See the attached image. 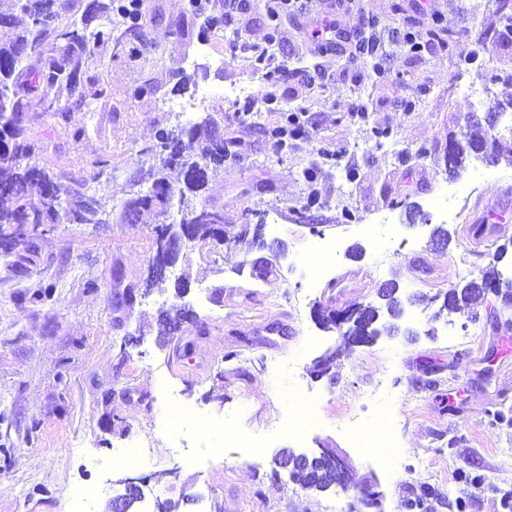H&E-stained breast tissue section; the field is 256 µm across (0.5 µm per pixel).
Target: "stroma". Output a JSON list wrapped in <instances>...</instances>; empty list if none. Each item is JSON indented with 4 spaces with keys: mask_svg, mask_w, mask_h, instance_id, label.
Here are the masks:
<instances>
[{
    "mask_svg": "<svg viewBox=\"0 0 512 512\" xmlns=\"http://www.w3.org/2000/svg\"><path fill=\"white\" fill-rule=\"evenodd\" d=\"M187 2L147 0L160 21L146 23L144 33L159 51L130 64L126 37L115 28L100 50V74L112 86L108 104L66 121L39 118L29 136L47 142L37 162L56 173L80 178L87 160L108 159L91 187L113 207L151 184L157 130L184 121L171 104L196 121L222 113L233 155L210 177L206 195L224 207V241L183 252L155 279L161 219L145 210L132 224L55 225L37 236L38 266L30 271L8 269L0 254V512H71L69 491L77 485L96 488L92 512H107L130 475L120 459L134 440L156 461L144 471L138 512L169 500L180 512H338L341 503L357 512L355 485L367 479L379 485L380 512H410L424 485L432 494L422 512H505L512 424L492 414L512 407V354L501 352L502 338L512 337V311L491 296L476 309L442 315L437 299L491 265L512 280V234L499 239L507 254L493 264L472 251L467 224L449 225L451 240L441 245L421 218L446 183L464 185L456 204L467 215L480 206L512 211L511 162L489 165L473 155L454 177L446 152L449 139L469 134L473 116L512 99V46H490L487 69L462 60L480 32L498 28L497 13L488 0H471L467 14L447 25L450 57L393 55L388 80L369 64H348L347 45L322 52L295 26H283L292 65L319 66L329 78L311 88L274 87L279 104L306 108L311 119L280 150L265 131L282 113L269 109L236 123L224 97L198 100L203 85L249 84L259 98L266 89L245 54L225 57L220 70L188 65L200 41ZM365 13L390 26L426 24L413 0H359L340 15L341 27H357ZM182 74L189 88L177 94ZM143 83L153 95L134 98ZM404 99L416 101V110L402 111ZM359 102L367 107L363 122L350 115ZM69 126L86 127V136L71 140ZM376 127L391 130L393 146L375 147ZM311 167L317 178L308 183L302 173ZM311 193L319 203L304 219ZM379 214L393 229L381 244L349 221ZM323 240L340 252L313 289L308 258ZM389 281L400 289L398 334L352 345L316 322V308L376 302ZM133 283L152 289L129 302L124 291ZM179 283L187 286L181 296ZM41 287L51 299L30 303ZM177 299L195 317L159 343L158 313ZM473 329L478 339L465 342ZM330 348L338 355L328 375H318L313 361ZM301 393L317 421L297 436L286 421ZM170 395L212 419L210 434L173 413ZM386 420L396 443L390 455L354 448L351 423L375 428ZM245 440L262 442L261 455L250 457ZM322 444L346 454L351 486L306 490L274 463L282 451L312 453Z\"/></svg>",
    "mask_w": 512,
    "mask_h": 512,
    "instance_id": "stroma-1",
    "label": "stroma"
}]
</instances>
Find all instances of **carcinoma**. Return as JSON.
I'll return each mask as SVG.
<instances>
[{
	"label": "carcinoma",
	"mask_w": 512,
	"mask_h": 512,
	"mask_svg": "<svg viewBox=\"0 0 512 512\" xmlns=\"http://www.w3.org/2000/svg\"><path fill=\"white\" fill-rule=\"evenodd\" d=\"M57 0H16V9L0 15V28L8 30L0 37V243H7L4 253H14L22 244L25 254L18 261L34 262L37 247L25 232V226L73 224L81 221V204L93 196L87 181L57 175L40 167L34 160L40 149L28 137L31 122L38 113L66 117L69 112H92L98 103L112 97V88L101 77L87 73L100 66L97 49L112 43L113 26L124 27V33L136 35L140 29V10L128 9L121 0H91L81 15L72 16L60 26ZM46 12L53 19L51 30L37 27V15ZM148 43L142 39L126 44L130 62L146 59ZM40 57L41 66L27 64L30 55ZM213 119L189 122L175 131L160 130L158 141L162 149L153 155L155 178L151 186L124 200L119 208L122 224H132L143 210L154 209L168 214L173 202H178L184 216L204 215L196 224L198 243L213 238L215 224L224 223L222 207L208 201H195L192 196L208 182V172L224 167V159L232 156L229 143L214 133ZM200 145V160L184 155V141ZM176 168L180 180L174 184L167 171ZM37 194L40 204H31ZM479 283L499 289L504 309L512 310V284L503 285L495 269L485 272ZM385 300V312L396 318L400 302L395 292L380 288ZM481 294L474 282L448 290L443 304L448 313H461L480 303ZM379 308L368 305L360 320L349 329L354 336L374 338L378 328L371 325ZM192 318V311L173 303L160 311L157 336L166 342L171 324ZM293 477L302 488L326 489L336 484V476L317 462L293 470Z\"/></svg>",
	"instance_id": "obj_1"
}]
</instances>
